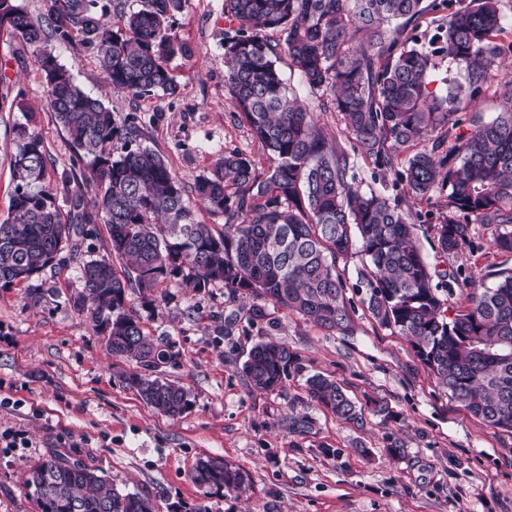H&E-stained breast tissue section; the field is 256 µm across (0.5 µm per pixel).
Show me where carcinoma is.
<instances>
[{"instance_id":"carcinoma-1","label":"carcinoma","mask_w":512,"mask_h":512,"mask_svg":"<svg viewBox=\"0 0 512 512\" xmlns=\"http://www.w3.org/2000/svg\"><path fill=\"white\" fill-rule=\"evenodd\" d=\"M184 0H145L125 11L123 0H44L45 19L63 42L80 38L96 54L108 85L134 96L173 89L166 59L181 49L171 19ZM499 0H224V19L238 24L224 42L225 84L235 112L267 152L260 173L232 150L194 191L224 233L198 222L184 183L156 153L137 143L135 123L118 124L104 103L77 87L70 70L43 51L36 62L47 102L86 162L85 181L97 190L71 197L63 220L57 193L45 186L47 155L31 126L21 93H0V112L22 113L10 157L17 185L0 222V286L30 282L59 264L88 224L107 225L111 254L80 265L83 291L72 305L116 357L135 361L126 378L142 400L175 419L189 392L161 376L178 364L168 341L157 342L127 307L129 292L145 303L176 279L202 290L219 282L234 300L249 301L252 319L269 301L305 320L347 335L352 322L336 259L363 258L355 288L379 326L412 338L415 356L450 396L488 425L512 432V269L480 278L442 274L416 241L411 205L448 191L437 217L441 253L456 252L469 224H494V246L512 253V83L504 110L484 120L473 102L492 79L500 49L490 37L503 29ZM429 11H444L428 45L403 38ZM24 47L46 32L16 0H0V33ZM277 32L280 39L271 34ZM313 92L330 98L346 121L353 153L373 165L372 183L349 179V155L329 145L313 113L288 97L278 62ZM465 66L464 82L435 79L441 62ZM469 111L467 119L456 117ZM444 130L431 148L413 147ZM122 153L112 155V143ZM398 187L385 194L386 174ZM126 261L119 272L112 257ZM439 282H434V279ZM472 289L468 305L448 316L439 287ZM288 344L262 340L241 366L245 385L274 392L299 370ZM310 401L357 428L358 406L336 380L306 378ZM293 436L313 433L306 411L282 418ZM192 482L207 494L239 496L250 475L221 458L197 462ZM39 512H157L154 502L118 491L97 468L53 453L32 470Z\"/></svg>"}]
</instances>
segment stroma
<instances>
[{"label": "stroma", "instance_id": "stroma-1", "mask_svg": "<svg viewBox=\"0 0 512 512\" xmlns=\"http://www.w3.org/2000/svg\"><path fill=\"white\" fill-rule=\"evenodd\" d=\"M223 13L224 0H185L172 19L183 50L166 62L175 91L141 97L108 86L94 53L80 42L36 44L17 59L0 35V69L11 87L23 91L47 150V186L60 189L61 174L71 170L77 151L46 104L35 62L44 48L85 93L104 102L116 122L136 120L142 146L185 185L209 174L231 150L267 172V154L234 112L225 88L224 40L233 30ZM279 68L333 147L350 150L341 114L310 93L287 61ZM493 73L475 100L488 118L499 112L512 80V53L495 58ZM22 120L20 113L0 112V221L15 188L9 160L15 125ZM495 234V226L471 225L468 242L443 255L434 223L416 226L431 264L441 271L458 267L475 278L512 268V253L494 247ZM109 252L106 226L94 224L78 251H63L61 265L41 272L40 302H33L26 285L0 288V512H38L27 480L54 452L99 468L121 492L150 497L159 512H512V434L472 417L420 364L411 341L380 327L360 305L354 285L361 255L338 262L346 296L355 304L353 332L346 336L270 303L264 320L249 322L220 283L196 292L176 281L168 285L165 301L154 304L132 297L144 330L175 344L179 365L167 368L166 376L189 391L191 404L171 419L127 384L135 364L112 357L106 336L72 305L83 289L81 261ZM266 338L298 351L302 370L280 390L255 392L239 368L252 346ZM315 373L335 379L359 403L388 402L397 419L370 414L359 430L316 408L304 389L306 377ZM292 410L312 413L315 435L297 437L281 429L280 419ZM16 433L28 437V447H11ZM392 438L404 441L403 459L388 455ZM359 443L369 455L355 452ZM328 447L333 456L325 455ZM206 457L248 472L249 493L204 494L190 472Z\"/></svg>", "mask_w": 512, "mask_h": 512}]
</instances>
